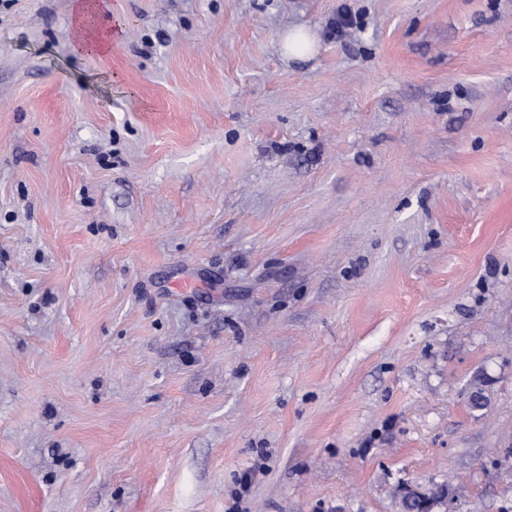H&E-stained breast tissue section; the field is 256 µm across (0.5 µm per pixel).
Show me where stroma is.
Masks as SVG:
<instances>
[{"mask_svg": "<svg viewBox=\"0 0 512 512\" xmlns=\"http://www.w3.org/2000/svg\"><path fill=\"white\" fill-rule=\"evenodd\" d=\"M111 3L0 0V512H512V0ZM72 19L75 29L73 52L76 55L107 53L117 31L112 25L103 26L102 18L109 10L107 0H72ZM288 53L301 57L313 52L315 46V36L303 27H293L288 29L286 36Z\"/></svg>", "mask_w": 512, "mask_h": 512, "instance_id": "1", "label": "stroma"}]
</instances>
